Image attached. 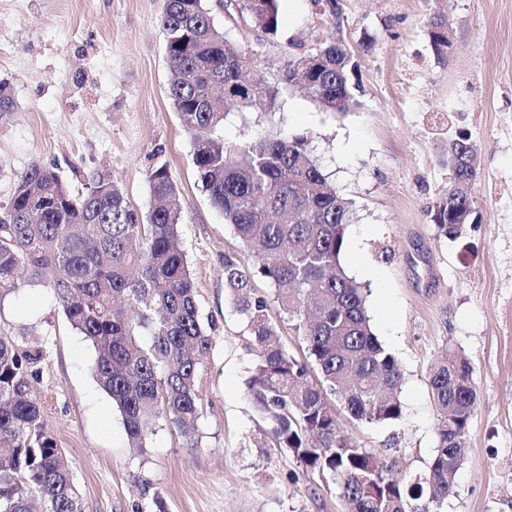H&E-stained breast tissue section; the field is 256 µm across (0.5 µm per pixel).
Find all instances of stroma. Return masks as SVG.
I'll return each instance as SVG.
<instances>
[{"label":"stroma","mask_w":512,"mask_h":512,"mask_svg":"<svg viewBox=\"0 0 512 512\" xmlns=\"http://www.w3.org/2000/svg\"><path fill=\"white\" fill-rule=\"evenodd\" d=\"M343 22L311 0H279L277 37L224 19L231 43L260 51L273 81L289 54L339 35L362 64L345 115L303 90L276 112L229 110L224 143L238 148L276 129L308 138L318 165L352 208L346 238L361 254L341 263L367 290L375 334L404 374L403 418L346 432L410 478L437 446L429 387L448 349L468 358L477 392L467 453L445 512H512V0H340ZM164 0H0V82L14 106L0 112V208L31 165L73 191L95 171L117 178L142 214L154 201L147 171L167 164L182 213L179 244L213 337L200 364L201 414L193 441L159 420L144 449L129 447L121 415L93 377L91 343L55 298L23 288L0 305V335L39 350L35 398L80 493L83 512H349L332 482L256 442L264 421L248 394L246 322L224 287L238 238L197 178L192 135L167 90L171 72L159 19ZM445 20L452 47L433 54L426 23ZM468 136L479 157L475 212L446 236L430 211L448 186V141Z\"/></svg>","instance_id":"1"}]
</instances>
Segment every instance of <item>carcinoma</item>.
Segmentation results:
<instances>
[{
  "instance_id": "carcinoma-1",
  "label": "carcinoma",
  "mask_w": 512,
  "mask_h": 512,
  "mask_svg": "<svg viewBox=\"0 0 512 512\" xmlns=\"http://www.w3.org/2000/svg\"><path fill=\"white\" fill-rule=\"evenodd\" d=\"M337 20L340 0H312ZM266 37L279 32V0H236L229 11ZM174 78L168 94L194 133L193 164L211 204L232 225L248 257L224 260V284L247 321L253 355L249 393L270 426L260 444L288 451L306 472L336 484L352 512H444L466 455L476 402L473 370L449 349L431 365L437 412V453L425 477L397 476L386 459L346 433L338 417L365 425L403 417L402 372L374 334L365 290L341 264L349 203L323 174L305 137L267 134L241 149L224 145L225 108L273 112L296 78L324 110L344 114L354 104L359 67L350 46L331 36L315 51L288 57L277 82L250 83L261 66L250 47L229 44L204 0H165L160 18ZM433 50L448 55V28L427 21ZM241 96L230 98L227 90ZM448 189L433 205L445 233L471 222L479 161L468 138L448 141ZM158 201L139 216L122 185L95 172L70 190L53 170L33 165L0 209V303L24 286L55 296L70 325L96 349L95 378L115 402L129 443L145 447L166 418L190 439L199 419L197 371L213 336L198 311L194 282L178 246V188L167 165L147 173ZM260 278L274 288L281 313L296 321L308 359L278 339ZM40 352L0 336V512H82L72 474L40 405L31 397Z\"/></svg>"
}]
</instances>
